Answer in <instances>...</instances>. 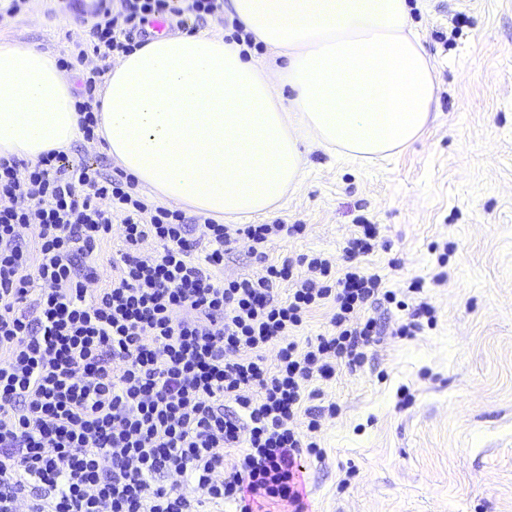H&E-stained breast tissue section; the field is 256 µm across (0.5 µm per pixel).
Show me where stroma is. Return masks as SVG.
<instances>
[{"label": "stroma", "mask_w": 512, "mask_h": 512, "mask_svg": "<svg viewBox=\"0 0 512 512\" xmlns=\"http://www.w3.org/2000/svg\"><path fill=\"white\" fill-rule=\"evenodd\" d=\"M409 5L437 73L435 120L385 160L313 150L256 218L305 227L274 237L270 261L317 253L336 268L359 220L378 224L362 264L406 303L368 307L365 364L321 383L338 413L313 433L323 455L305 458L304 481L314 512H512V0ZM59 8L31 0L0 18V43L67 57L90 34ZM423 301L433 326L398 335Z\"/></svg>", "instance_id": "obj_1"}]
</instances>
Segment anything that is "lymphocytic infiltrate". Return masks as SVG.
I'll return each instance as SVG.
<instances>
[{
  "instance_id": "lymphocytic-infiltrate-1",
  "label": "lymphocytic infiltrate",
  "mask_w": 512,
  "mask_h": 512,
  "mask_svg": "<svg viewBox=\"0 0 512 512\" xmlns=\"http://www.w3.org/2000/svg\"><path fill=\"white\" fill-rule=\"evenodd\" d=\"M223 10L224 0H112L91 27V48L75 43L62 64L129 55L151 19L192 32ZM104 75L85 74L75 103L87 141ZM116 223L112 282L90 291L87 260ZM188 223L140 196L123 171L73 164L60 151L30 165L0 157V512H199L207 501L312 512L302 459L322 450L302 434L337 406L321 404L311 383L332 380L338 365L362 366L376 331L364 306L396 299L357 263L378 227L361 225L336 273L318 255L266 263L270 236L304 225L210 222L200 241ZM30 225L39 228L33 252L20 235ZM243 240L263 274L221 281L216 270ZM149 241L156 251L142 254ZM284 282L292 291L282 302L274 289ZM329 302L334 334L298 344L293 332ZM301 415L302 432L292 426ZM238 447L242 459L225 467Z\"/></svg>"
}]
</instances>
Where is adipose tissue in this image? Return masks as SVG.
<instances>
[{"mask_svg": "<svg viewBox=\"0 0 512 512\" xmlns=\"http://www.w3.org/2000/svg\"><path fill=\"white\" fill-rule=\"evenodd\" d=\"M231 4L285 66L196 34L155 37L108 71L97 133L137 183L206 216L250 219L301 180L305 150L373 161L430 123L435 69L407 0ZM79 134L55 56L0 43V157L35 160Z\"/></svg>", "mask_w": 512, "mask_h": 512, "instance_id": "obj_1", "label": "adipose tissue"}]
</instances>
